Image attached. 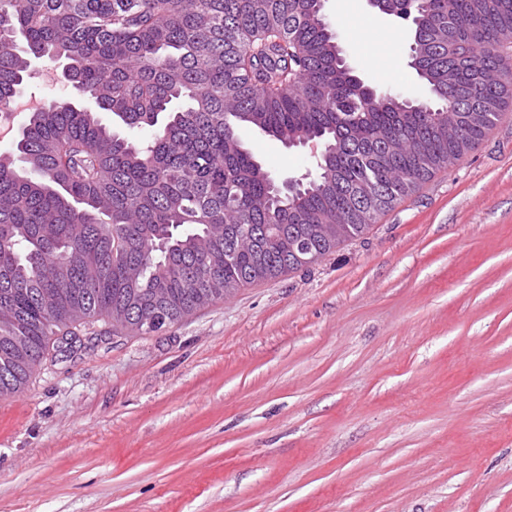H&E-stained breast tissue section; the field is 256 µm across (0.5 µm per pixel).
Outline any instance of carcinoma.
Instances as JSON below:
<instances>
[{
  "label": "carcinoma",
  "mask_w": 512,
  "mask_h": 512,
  "mask_svg": "<svg viewBox=\"0 0 512 512\" xmlns=\"http://www.w3.org/2000/svg\"><path fill=\"white\" fill-rule=\"evenodd\" d=\"M385 0L409 20L431 100L379 94L336 56L316 0H0V105L32 59L69 65L89 109L56 100L0 152V396L72 330L153 331L362 235L462 158L512 106V0ZM112 114L138 138L105 125ZM460 110L484 113L465 129ZM324 154L297 192L239 131Z\"/></svg>",
  "instance_id": "1"
}]
</instances>
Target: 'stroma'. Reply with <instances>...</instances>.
Returning <instances> with one entry per match:
<instances>
[{"label":"stroma","mask_w":512,"mask_h":512,"mask_svg":"<svg viewBox=\"0 0 512 512\" xmlns=\"http://www.w3.org/2000/svg\"><path fill=\"white\" fill-rule=\"evenodd\" d=\"M325 15L367 85L429 99L409 22ZM61 71L22 95L76 98ZM241 139L276 180L314 169ZM77 334L0 397V512H512V110L308 267L158 332Z\"/></svg>","instance_id":"stroma-1"}]
</instances>
